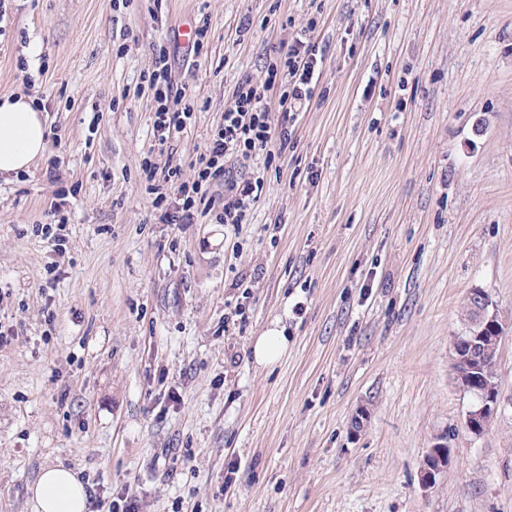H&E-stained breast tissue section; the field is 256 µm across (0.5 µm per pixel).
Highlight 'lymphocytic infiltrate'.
<instances>
[{
    "label": "lymphocytic infiltrate",
    "instance_id": "obj_1",
    "mask_svg": "<svg viewBox=\"0 0 512 512\" xmlns=\"http://www.w3.org/2000/svg\"><path fill=\"white\" fill-rule=\"evenodd\" d=\"M317 66L316 50L297 36L269 62L263 83L249 78L239 81L233 90L232 104L225 109L222 122L193 164L192 181L183 180L180 166L162 169L150 160H142L140 177L146 191L153 196L154 206L170 199L175 202L167 214L169 222L190 224L197 216L211 213L220 224L244 223L262 180L256 176L231 177L228 163L233 159L245 164L258 160L268 167L286 153L291 143L287 125L298 104L307 99ZM148 82L156 102L153 128L158 142L163 144L173 133L182 130L197 104L187 97L185 89L175 88L165 52H158ZM277 85L282 88L278 106L283 124L279 127L271 123L266 97L267 91ZM219 182L224 185V199L220 202L211 191Z\"/></svg>",
    "mask_w": 512,
    "mask_h": 512
}]
</instances>
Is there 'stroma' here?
I'll list each match as a JSON object with an SVG mask.
<instances>
[{"label": "stroma", "mask_w": 512, "mask_h": 512, "mask_svg": "<svg viewBox=\"0 0 512 512\" xmlns=\"http://www.w3.org/2000/svg\"><path fill=\"white\" fill-rule=\"evenodd\" d=\"M5 8L0 98L35 100L50 135L0 179V512H32L59 463L100 512H512V0ZM203 19L187 55L177 30ZM298 33L319 77L248 223H167L142 158L192 179L237 81ZM162 47L199 105L164 144L144 79ZM61 214L60 240L35 233ZM476 288L503 323L478 437L452 370ZM274 327L288 349L256 364ZM448 445L445 443H437L433 446V449L431 451V457L435 460H431L429 462V468L423 475L422 482L425 486L429 487L434 484L435 476L436 474L443 468H445L448 464V452L447 448ZM435 464H438L437 467H435Z\"/></svg>", "instance_id": "1"}]
</instances>
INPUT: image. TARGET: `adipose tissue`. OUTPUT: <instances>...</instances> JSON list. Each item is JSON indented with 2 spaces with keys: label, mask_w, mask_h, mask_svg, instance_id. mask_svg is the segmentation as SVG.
Here are the masks:
<instances>
[{
  "label": "adipose tissue",
  "mask_w": 512,
  "mask_h": 512,
  "mask_svg": "<svg viewBox=\"0 0 512 512\" xmlns=\"http://www.w3.org/2000/svg\"><path fill=\"white\" fill-rule=\"evenodd\" d=\"M48 129L33 100H0V176L27 172L47 150ZM35 512H86V491L65 465L45 467L31 488Z\"/></svg>",
  "instance_id": "adipose-tissue-1"
}]
</instances>
